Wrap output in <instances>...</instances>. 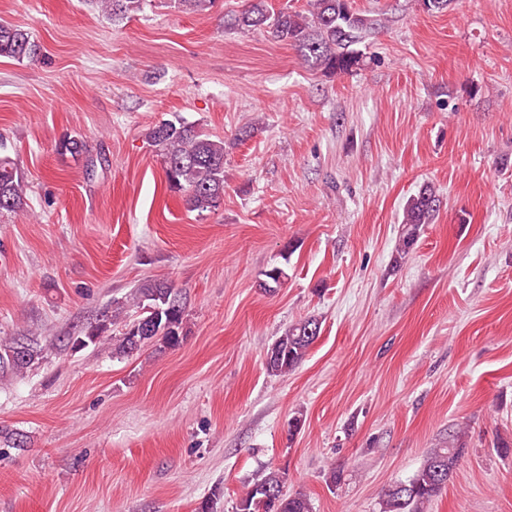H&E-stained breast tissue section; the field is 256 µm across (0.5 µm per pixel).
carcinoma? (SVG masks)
Returning <instances> with one entry per match:
<instances>
[{
	"instance_id": "cac0c4a2",
	"label": "carcinoma",
	"mask_w": 512,
	"mask_h": 512,
	"mask_svg": "<svg viewBox=\"0 0 512 512\" xmlns=\"http://www.w3.org/2000/svg\"><path fill=\"white\" fill-rule=\"evenodd\" d=\"M173 7L205 12L216 0H171ZM95 9L114 21L136 15L145 0H91ZM307 12H275L267 0H242L231 26L242 33L263 30L272 40L294 47L304 62L326 76L352 75L366 63V53L358 48L378 33L382 20L353 10L350 0H308ZM40 45L29 31L0 21V57L17 62L40 56ZM148 139L159 152L169 188L183 194L192 211H209L224 200V140H214L185 122L180 116L165 119L149 129ZM440 196L426 185L411 197L403 213L400 253L406 255L420 229L433 223L440 210ZM27 207L26 185L11 158L0 156V214L22 212ZM139 317L125 321L129 308ZM185 306L174 286L149 280L124 300H114L96 322L82 331L85 345H112V353L129 356L147 344L157 342L164 349H175L183 340ZM122 325L112 335V326ZM321 325L314 318H303L288 326L266 353V366L272 373H287L298 367L320 335ZM39 350L24 337L0 340V378L20 377L38 363ZM463 447L455 442L446 448H433L418 470L406 481L388 485L382 494L380 512H424L427 505L447 486L462 456ZM285 476L272 470L247 485L236 504V512H312L310 500L298 492L283 493Z\"/></svg>"
}]
</instances>
